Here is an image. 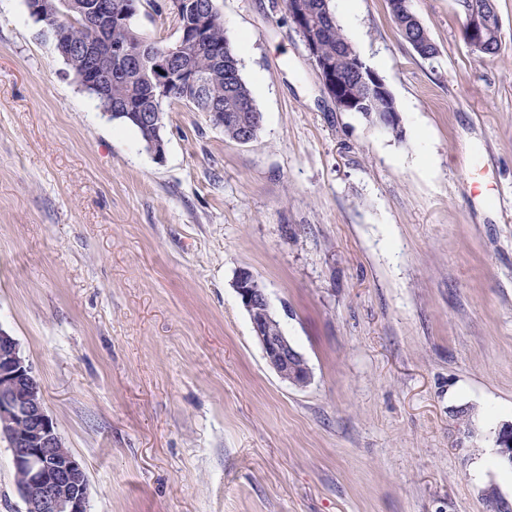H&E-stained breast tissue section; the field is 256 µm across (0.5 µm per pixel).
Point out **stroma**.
<instances>
[{
    "mask_svg": "<svg viewBox=\"0 0 512 512\" xmlns=\"http://www.w3.org/2000/svg\"><path fill=\"white\" fill-rule=\"evenodd\" d=\"M263 115L252 142L165 105L158 160L0 0V328L18 341L89 512H491L512 468V0L480 58L454 0H331L403 140L338 111L282 0H215ZM250 269L307 361L270 367ZM474 413V433L454 415ZM404 0H386L387 10L398 34L411 45L422 59H432L438 48L432 40L427 28L412 11L410 4L407 9L402 6ZM254 279L251 271L244 270L239 273L235 288L250 317L265 359L281 379L293 385H304L310 378L309 372L301 370L298 365L304 358L283 332L277 334L270 330L272 322L269 297L266 288H256Z\"/></svg>",
    "mask_w": 512,
    "mask_h": 512,
    "instance_id": "stroma-1",
    "label": "stroma"
}]
</instances>
